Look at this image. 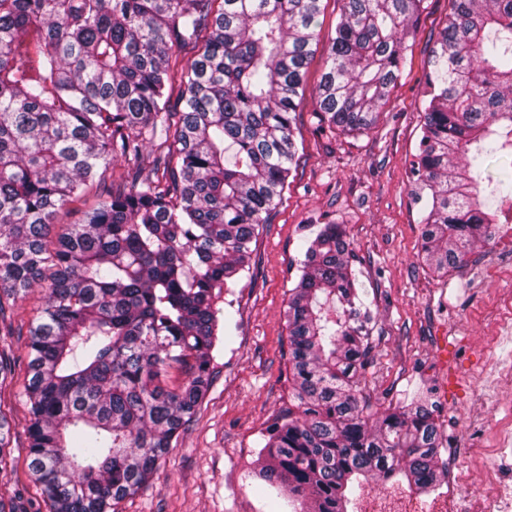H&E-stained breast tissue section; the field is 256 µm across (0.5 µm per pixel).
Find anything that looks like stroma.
<instances>
[{"label":"stroma","mask_w":512,"mask_h":512,"mask_svg":"<svg viewBox=\"0 0 512 512\" xmlns=\"http://www.w3.org/2000/svg\"><path fill=\"white\" fill-rule=\"evenodd\" d=\"M318 48L304 77L313 91L325 68L343 0H323ZM448 0H426L408 51L376 128L346 135L321 123L312 99L295 116L296 171L253 246L248 273L226 294L238 324L235 340L215 352L213 382L193 421L156 470L149 486L119 512H270L255 477L259 445L292 400L288 370V291L298 276L305 237L321 225H341L354 248L362 298L375 315L371 349L361 375L364 396L377 409L422 399L444 436L442 458L465 473L470 494L485 495L482 450L501 419L512 415V390H489L492 364L512 365V271L497 259L512 242L476 244L467 263L441 276L421 261L422 206L411 164L422 136L424 71L432 38L443 27ZM39 290L19 301L0 340L15 364L0 385V411L12 426L7 467L12 486L0 494L16 512H40L41 491L28 469V328ZM358 512H439L434 495L406 486L366 484Z\"/></svg>","instance_id":"stroma-1"}]
</instances>
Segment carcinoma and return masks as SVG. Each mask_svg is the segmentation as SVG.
I'll return each instance as SVG.
<instances>
[{
    "mask_svg": "<svg viewBox=\"0 0 512 512\" xmlns=\"http://www.w3.org/2000/svg\"><path fill=\"white\" fill-rule=\"evenodd\" d=\"M424 0H344L312 98L328 127H375ZM322 0H0V320L35 287L29 470L47 512H116L148 486L230 342L224 289L288 187ZM180 104H170L173 86ZM421 258L447 274L512 201V0H448L425 72ZM498 158L502 172L486 173ZM100 188L120 159L135 174ZM80 224L51 235L73 198ZM339 224L304 240L289 290L295 409L261 442L258 478L291 512H348L362 482L448 478L424 404L381 413L359 387L373 313ZM183 381L169 386V370ZM12 437L0 413V485ZM94 191L95 190L86 196L71 202L59 212L55 226L51 229V235L58 232L62 225L81 223L84 212L95 202Z\"/></svg>",
    "mask_w": 512,
    "mask_h": 512,
    "instance_id": "1",
    "label": "carcinoma"
}]
</instances>
